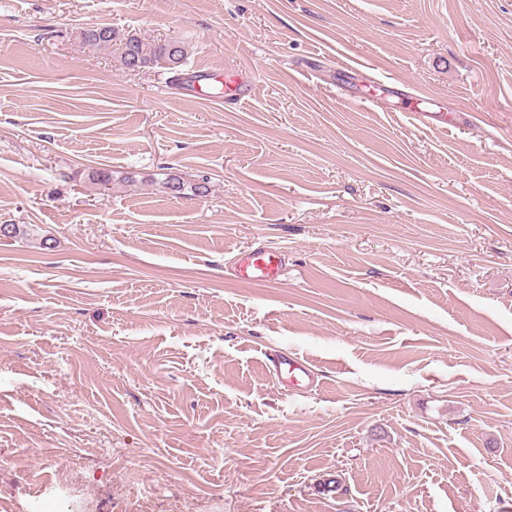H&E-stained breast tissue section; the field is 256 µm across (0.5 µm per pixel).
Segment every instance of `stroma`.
Segmentation results:
<instances>
[{
	"mask_svg": "<svg viewBox=\"0 0 512 512\" xmlns=\"http://www.w3.org/2000/svg\"><path fill=\"white\" fill-rule=\"evenodd\" d=\"M0 224V512H512V0H0ZM263 247L285 279L238 281ZM79 39L87 47L101 52L115 53L117 65L125 71H130V66L134 64L140 69H145L160 62H165L170 69L178 71V68L186 63L187 51L181 42L175 40L152 43L130 37V34H121L110 25L94 24L82 29ZM137 66H134V72L138 71ZM214 69L202 67L195 72L196 79L191 85V90L195 95L206 96L210 94V90L215 83L224 82V104L237 105L246 97L251 95L254 87L253 81H250L242 70L236 73H224V79H217L218 77L213 73ZM165 178L161 181V188L163 192L170 194L172 196L183 195L184 190L186 188H190V190L194 193V195L208 194L209 193V183L207 175H195L198 179H193L192 181H186L184 177L177 173H165ZM201 182L206 185L203 186ZM204 187V190L202 188ZM202 192V193H201ZM270 362L275 372L281 376L286 392L313 381L314 372L311 366L299 357L275 356Z\"/></svg>",
	"mask_w": 512,
	"mask_h": 512,
	"instance_id": "35a3bbf8",
	"label": "stroma"
}]
</instances>
